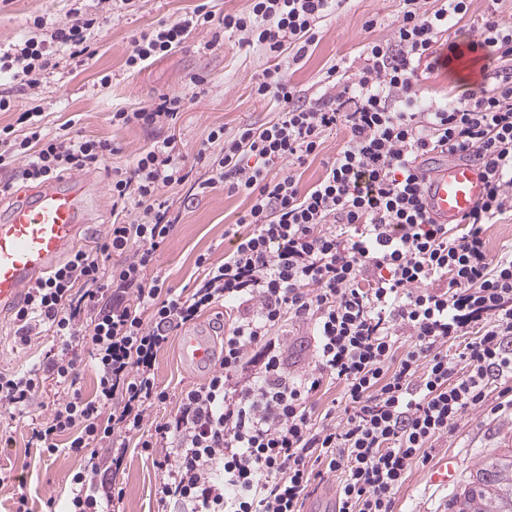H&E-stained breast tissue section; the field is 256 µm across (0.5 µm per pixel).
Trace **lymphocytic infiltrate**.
Listing matches in <instances>:
<instances>
[{
	"label": "lymphocytic infiltrate",
	"mask_w": 512,
	"mask_h": 512,
	"mask_svg": "<svg viewBox=\"0 0 512 512\" xmlns=\"http://www.w3.org/2000/svg\"><path fill=\"white\" fill-rule=\"evenodd\" d=\"M344 0H250L247 11L215 18L204 8L162 23L134 40L126 65L139 70L213 24L271 59L252 90L279 109L262 127L232 136L211 131L197 151L218 147L199 192L227 187L248 208L223 263L198 258L203 274L191 291L163 289L145 272L172 235L175 218L161 190L189 177L173 137L137 152L129 167L108 171L112 222L94 249L77 248L31 285L14 311V336L27 345L43 329L62 337L41 363L0 372V411L35 399L44 377L65 393L31 429L30 445L86 458L74 473L66 512H112L122 490L114 479L124 440L162 473L157 488L170 512H302L325 472L341 475L337 512H394L409 465L467 412L489 402L488 381L512 382V250L490 254L485 227L512 213V25L484 17L481 48L495 52L481 93L418 108L421 70L442 66L435 46L466 16L470 0H400L391 38L370 41L358 73L327 68L322 85L300 95L278 60L303 59ZM100 18L70 8L47 25L48 38L0 45V112L18 91L37 92L56 56L90 51ZM185 94L119 109L112 126L169 127L204 94L194 75ZM40 106L0 127V170L41 184L72 171L96 170L116 153L111 139L47 131ZM346 145L320 180L301 187L283 165L322 151L337 127ZM476 162L486 177L481 201L454 224H439L423 203L425 156ZM228 307L222 350L204 383L182 391L176 410L147 424L169 395L155 376L158 353L203 312ZM307 324L313 354L300 372L288 363V323ZM412 344L401 349V337ZM467 342L456 357L448 343ZM96 373L93 397L78 385L84 357ZM466 366L456 374V362ZM343 386V414L313 421L310 398ZM110 458H102V451Z\"/></svg>",
	"instance_id": "obj_1"
}]
</instances>
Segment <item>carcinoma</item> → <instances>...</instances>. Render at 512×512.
I'll list each match as a JSON object with an SVG mask.
<instances>
[{
	"label": "carcinoma",
	"mask_w": 512,
	"mask_h": 512,
	"mask_svg": "<svg viewBox=\"0 0 512 512\" xmlns=\"http://www.w3.org/2000/svg\"><path fill=\"white\" fill-rule=\"evenodd\" d=\"M451 512H512V448L482 460L453 496Z\"/></svg>",
	"instance_id": "carcinoma-1"
}]
</instances>
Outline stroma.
<instances>
[{
    "label": "stroma",
    "instance_id": "1",
    "mask_svg": "<svg viewBox=\"0 0 512 512\" xmlns=\"http://www.w3.org/2000/svg\"><path fill=\"white\" fill-rule=\"evenodd\" d=\"M202 3L219 17L245 11L249 6L248 0H132L131 4L115 8L109 0H83L87 12L107 18L103 28L92 36V55L79 63L68 55H59L58 66L44 80L36 98L16 94L14 111L0 112V125L4 126L15 122L19 113L36 101L41 104L44 123L50 129L71 120L83 135L112 138L119 151L107 160V168L126 167L140 149L175 134L189 177L166 194L170 211L178 221L147 275L176 291L195 286L198 257H207L213 264L223 262L237 229V217L248 206L243 196L221 187L196 193V184L210 177L213 165L212 159L197 158L198 148L216 127H224L230 134L246 124L266 125L277 113L275 105L255 98L252 92L253 83L268 65L264 53L239 45L233 37L224 38L220 46H211L214 30L210 27L193 31L181 47L164 59L139 71L128 69L125 61L134 39ZM69 7V0H0V42L31 35L30 24L35 16H44L51 23L62 20ZM399 10V0H346L302 61L281 58L283 73L300 93L308 94L315 91L331 64L343 60L352 68H359L365 40L390 38ZM370 19L376 20L377 25L368 32L364 24ZM195 74L207 77L206 91L181 112L174 129L118 128L110 124L109 112L132 109L158 100L163 94L186 91L189 77ZM105 75L110 78L106 84L101 81ZM481 82L482 68L478 65L435 70L420 79L419 103L425 106L448 95L478 91ZM90 179L97 207L92 224L84 227L78 242L86 249L103 241L112 222V199L105 171L91 173ZM14 331L12 317L0 318V372L31 365L43 358L52 345L49 335L31 345H19ZM207 375V369L185 365L179 343L171 342L156 360L157 382L170 399L150 409V420L166 419L176 407L181 391L202 383ZM61 396L53 380H44L34 403L10 420L11 443L0 446V472L7 475L0 483V512H13L21 492L28 498L30 512H64L70 479L81 467V460L64 450L48 457L27 445L33 423L47 416ZM126 445L124 462L116 477L123 489L119 512H165L155 496L160 471L138 448L136 437L127 438ZM511 445L512 407L496 411L483 407L466 413L454 433L433 442L427 451V462L410 464L396 495L395 512H450L453 495L488 451ZM446 455L456 459L457 477L454 484L439 489L429 485L427 474L431 465Z\"/></svg>",
    "mask_w": 512,
    "mask_h": 512
}]
</instances>
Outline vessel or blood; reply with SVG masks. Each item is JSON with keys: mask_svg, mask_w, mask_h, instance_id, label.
<instances>
[{"mask_svg": "<svg viewBox=\"0 0 512 512\" xmlns=\"http://www.w3.org/2000/svg\"><path fill=\"white\" fill-rule=\"evenodd\" d=\"M485 188L475 164L441 163L426 180L427 210L438 223H456L483 198ZM91 216L89 183L80 176L37 186L0 215V315L13 312L27 288L75 246ZM180 353L187 362L211 358L208 344L196 336L182 337ZM455 478L454 461L448 456L428 475L429 483L441 487Z\"/></svg>", "mask_w": 512, "mask_h": 512, "instance_id": "b4317fda", "label": "vessel or blood"}]
</instances>
